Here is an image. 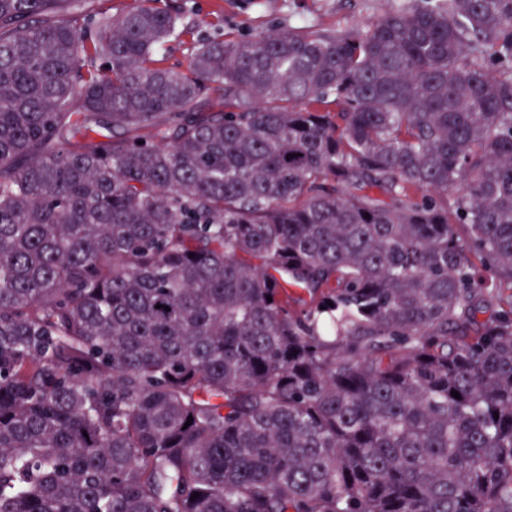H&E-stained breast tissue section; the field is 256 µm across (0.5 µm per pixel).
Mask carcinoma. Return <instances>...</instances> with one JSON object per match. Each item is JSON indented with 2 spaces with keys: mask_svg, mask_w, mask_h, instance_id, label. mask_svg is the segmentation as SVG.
Listing matches in <instances>:
<instances>
[{
  "mask_svg": "<svg viewBox=\"0 0 512 512\" xmlns=\"http://www.w3.org/2000/svg\"><path fill=\"white\" fill-rule=\"evenodd\" d=\"M106 2L0 0V512H512V0ZM181 7V25L193 35L172 39L165 47L169 65L185 67L199 41L306 26L334 32L382 15L388 0H163ZM221 6L220 15L213 12Z\"/></svg>",
  "mask_w": 512,
  "mask_h": 512,
  "instance_id": "carcinoma-1",
  "label": "carcinoma"
}]
</instances>
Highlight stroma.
I'll return each mask as SVG.
<instances>
[{
	"mask_svg": "<svg viewBox=\"0 0 512 512\" xmlns=\"http://www.w3.org/2000/svg\"><path fill=\"white\" fill-rule=\"evenodd\" d=\"M187 35L165 47L168 64L187 65L199 41L305 26L333 32L382 15L388 0H172Z\"/></svg>",
	"mask_w": 512,
	"mask_h": 512,
	"instance_id": "35a3bbf8",
	"label": "stroma"
}]
</instances>
